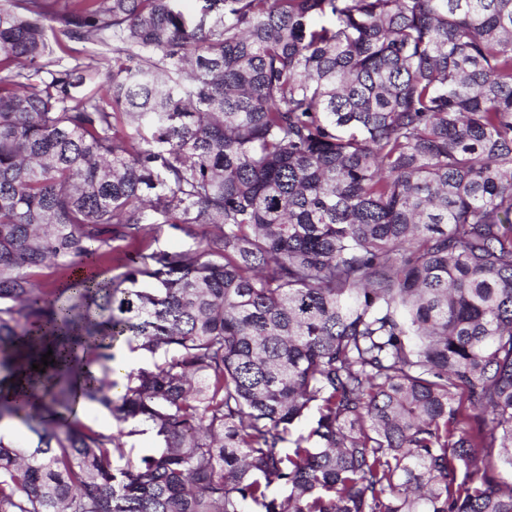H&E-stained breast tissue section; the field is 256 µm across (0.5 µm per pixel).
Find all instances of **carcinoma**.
I'll list each match as a JSON object with an SVG mask.
<instances>
[{
	"label": "carcinoma",
	"instance_id": "cac0c4a2",
	"mask_svg": "<svg viewBox=\"0 0 512 512\" xmlns=\"http://www.w3.org/2000/svg\"><path fill=\"white\" fill-rule=\"evenodd\" d=\"M198 2L0 0V512H512V0ZM150 213L152 214L151 221L155 223L151 236L144 241L130 239L112 241V248L106 258L94 268L95 271L101 273L102 276L111 277L122 271L116 267L126 254L146 248L147 245H151V248L196 250L201 246L203 235L212 229L199 226L186 228L183 226L184 224H165L160 215ZM77 415L83 425L105 434L116 433L120 428L128 430L127 424H119L107 411L91 402H85Z\"/></svg>",
	"mask_w": 512,
	"mask_h": 512
}]
</instances>
